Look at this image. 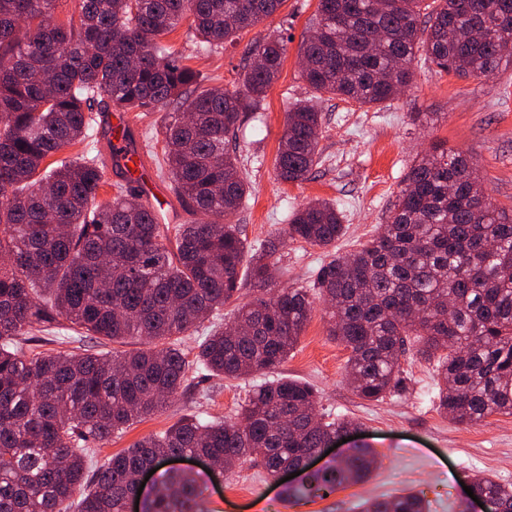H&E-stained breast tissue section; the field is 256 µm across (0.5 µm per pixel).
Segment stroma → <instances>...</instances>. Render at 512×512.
<instances>
[{
    "label": "stroma",
    "mask_w": 512,
    "mask_h": 512,
    "mask_svg": "<svg viewBox=\"0 0 512 512\" xmlns=\"http://www.w3.org/2000/svg\"><path fill=\"white\" fill-rule=\"evenodd\" d=\"M318 0H284L280 10L245 31L232 44L200 54L187 25L164 36V44L181 50L186 65L207 86L238 87L248 49L266 37L286 33L287 53L263 109L244 119L234 145L239 171L250 185L241 208L231 216L247 242L280 232L291 212L315 200L336 201L347 232L336 243L346 255L386 223L391 202L416 157L443 147L471 157L483 191L492 203L512 214V67L487 79L440 71L431 61L414 63L412 86L396 99L364 106L335 95H323L316 106L323 117L321 158L301 182L281 180L275 157L285 114L307 98L300 78L298 48L313 25ZM323 249L286 242L277 258L276 287L311 283ZM329 318L322 308L310 315L296 348L276 373L261 372L238 380H216L203 373L188 376L189 388L164 412L133 422L96 452L89 470L134 442L164 431L185 414L229 419L255 386L288 376L314 385L320 410L346 417L358 426L374 451L371 478L340 488L324 500L288 498L284 485L246 463L228 475L213 474L205 497L208 512H358L365 499L400 491L420 494L429 512H462L468 507L463 483L477 473L512 485V416L494 415L460 426L438 411L435 372L426 362L404 366V392L380 401L359 399L346 381L348 353L327 335Z\"/></svg>",
    "instance_id": "obj_1"
}]
</instances>
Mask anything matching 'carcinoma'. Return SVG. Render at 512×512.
<instances>
[{
	"label": "carcinoma",
	"instance_id": "cac0c4a2",
	"mask_svg": "<svg viewBox=\"0 0 512 512\" xmlns=\"http://www.w3.org/2000/svg\"><path fill=\"white\" fill-rule=\"evenodd\" d=\"M502 0H318L303 36L301 79L316 93L361 105L394 99L413 83L424 53L440 70L489 78L512 66V16ZM56 0H0V512H201L207 487L161 470L170 456H204L233 472L260 464L272 478L354 427L327 421L318 392L279 378L253 390L235 421L183 417L134 442L87 485L77 449L101 448L133 421L162 411L188 389L189 363L218 379L275 369L301 336L315 301L328 336L350 352L352 392L366 401L398 393L402 364L435 363L437 409L460 425L512 416V215L489 201L473 162L453 150L414 161L381 231L348 256L332 252L307 288L271 289L288 240L327 248L347 227L336 203L292 211L281 235L247 245L234 214L250 186L229 137L278 79L288 40L249 48L241 87L201 86L197 72L160 38L180 23L217 50L274 15L284 0H77L67 22ZM115 105L135 116L170 107L163 163L190 215L157 221L135 189L96 201L105 162L92 151L46 168V158L83 142ZM322 116L313 99L286 113L278 177L308 178L319 163ZM229 335L217 323L244 286ZM112 343L141 340L119 358L79 352L23 354L18 340L50 325ZM188 360L183 339L195 333ZM359 445L309 472L296 499H322L371 474ZM158 470L137 493L139 476ZM471 489L494 512H512V486L475 475ZM363 512H428L412 492L375 499Z\"/></svg>",
	"mask_w": 512,
	"mask_h": 512
}]
</instances>
